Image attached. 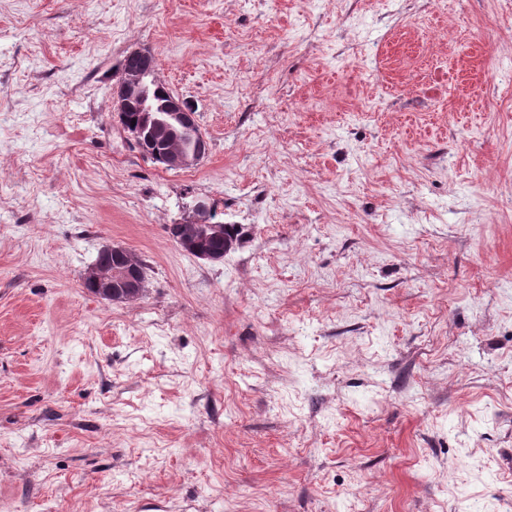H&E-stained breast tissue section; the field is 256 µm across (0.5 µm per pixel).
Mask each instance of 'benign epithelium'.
<instances>
[{
    "label": "benign epithelium",
    "instance_id": "1",
    "mask_svg": "<svg viewBox=\"0 0 512 512\" xmlns=\"http://www.w3.org/2000/svg\"><path fill=\"white\" fill-rule=\"evenodd\" d=\"M113 103L131 147L163 169H190L208 154V140L199 128L195 111L160 82L150 51L140 49L127 55ZM131 112L137 113L134 123L129 120ZM167 231L182 251L198 259H224V252L200 246L204 238L224 237V222L217 220L213 207L202 201L194 204L186 220L168 225ZM100 254L103 259L93 262L83 274L85 288L109 302L140 297L145 288L141 261L121 244L106 245Z\"/></svg>",
    "mask_w": 512,
    "mask_h": 512
}]
</instances>
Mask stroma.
<instances>
[{
	"mask_svg": "<svg viewBox=\"0 0 512 512\" xmlns=\"http://www.w3.org/2000/svg\"><path fill=\"white\" fill-rule=\"evenodd\" d=\"M0 512H512V0H0ZM126 59L113 103L131 147L165 170L197 166L209 146L195 111L160 82L149 50L132 51ZM130 112H137L135 125L129 120ZM191 214L179 224L168 225L170 238L195 258L211 262L223 260L225 252L206 250L200 246V241L208 237L224 238V222L217 220L213 207L202 201L194 204ZM100 254L105 259L93 262L83 274L85 288L109 302L140 297L146 282L141 261L121 244L106 245Z\"/></svg>",
	"mask_w": 512,
	"mask_h": 512,
	"instance_id": "stroma-1",
	"label": "stroma"
}]
</instances>
